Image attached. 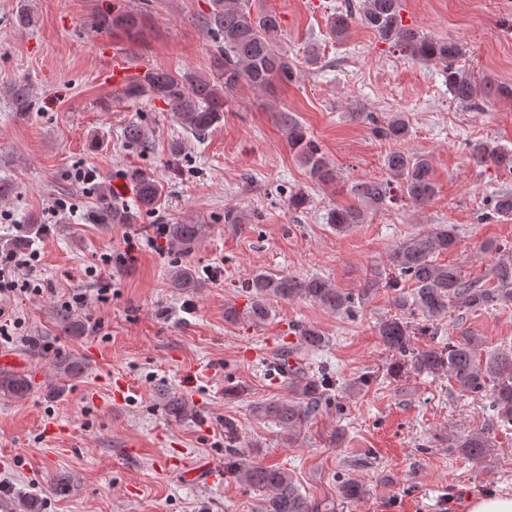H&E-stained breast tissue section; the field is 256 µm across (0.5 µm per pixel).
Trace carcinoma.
<instances>
[{"instance_id":"cac0c4a2","label":"carcinoma","mask_w":512,"mask_h":512,"mask_svg":"<svg viewBox=\"0 0 512 512\" xmlns=\"http://www.w3.org/2000/svg\"><path fill=\"white\" fill-rule=\"evenodd\" d=\"M211 8L202 25L217 43L211 73L200 75L193 71L152 70L126 85L125 94L130 98L147 97L161 101L176 121L195 137L203 139L216 125L224 122L228 94L242 85L266 89L274 83L288 85L296 79L297 67L275 38L280 21L274 14H252L248 0H210ZM401 0H360L357 6L336 12L330 19L331 33L343 36L351 21L359 20L373 30L378 38L398 48L410 59L434 61L442 65L448 93L462 105L474 101L475 83L456 67L465 53L459 42L433 39L418 29L407 26L401 16ZM98 23L105 30H122L128 33L142 28V19L130 12L103 14ZM13 110L29 112L33 97L26 84H15L9 89ZM278 123L284 132L288 148L305 167L311 182L331 185L336 182V172L330 167L306 127L291 112L278 113ZM375 137L401 142L410 132L407 119L399 114L386 120L370 118ZM126 142L133 147H146L148 131L140 123H131L124 129ZM468 155L475 163L491 162L495 166L512 170V149L489 141L468 143ZM384 165L387 178L358 181L351 185V202L332 209L328 223L344 231L355 224H364L370 215L385 208L401 196L414 205L428 204L436 194V184L429 160L421 154L401 150L390 152ZM137 187L135 210L112 202L109 195L99 194L96 221L100 224H131L137 215L146 214L161 192L153 176L136 171L133 173ZM169 233L174 242L189 249L201 233L199 224H173ZM459 244L456 229L440 224L427 233L418 234L400 243L388 261L401 278L413 282V304L426 318L419 328L399 317L379 323V336L386 348L399 355L392 374L401 376L404 367L435 375H447L463 392L483 393L492 391V414L484 424L459 437L454 444L462 455L477 460L494 447L493 435L500 426L512 425V349L489 354H479L483 341L478 336H462L447 343L439 342L427 349L416 350L411 345L412 335L420 332L438 335L435 322L448 315L453 307L477 311L504 301L512 300V260L498 262L492 269L496 284L488 288L471 280L453 265H441L437 256L454 251ZM376 282L364 283L357 296L344 294L320 277L296 275L271 276L259 273L248 284L251 301L243 311L232 307L226 316L235 321L239 316L252 323H262L271 314L268 300L291 301L305 299L331 311L348 310L354 299L369 297ZM171 287L188 290L199 287L194 272L183 267L177 269ZM300 344L308 349H318L324 337L314 328L301 330ZM288 395L263 400L253 406V414L280 426L293 442L302 429L318 412L325 399L327 381L303 370L295 369L284 377ZM32 389L31 379L21 373L0 371V396L23 397ZM243 451L227 448L224 456V475L244 480L255 488L266 491L259 505V512H336V503L318 502L300 492L287 470L242 460ZM340 503L359 501L367 494L363 484L347 479L338 488Z\"/></svg>"}]
</instances>
